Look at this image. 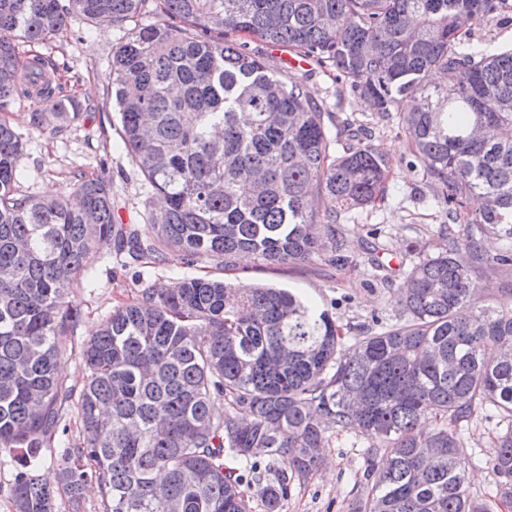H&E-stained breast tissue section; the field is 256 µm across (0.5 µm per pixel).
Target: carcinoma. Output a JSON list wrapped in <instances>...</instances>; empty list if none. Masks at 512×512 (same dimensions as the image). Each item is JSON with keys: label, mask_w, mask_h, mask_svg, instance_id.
<instances>
[{"label": "carcinoma", "mask_w": 512, "mask_h": 512, "mask_svg": "<svg viewBox=\"0 0 512 512\" xmlns=\"http://www.w3.org/2000/svg\"><path fill=\"white\" fill-rule=\"evenodd\" d=\"M147 13L157 20L141 23ZM72 14L134 23L112 47V101L165 207L144 240L115 222L102 180L19 194L24 142L0 118V452L19 460L15 512H53L58 491L77 506L92 482L100 512H250L249 481L279 512L288 475L315 470L329 428L359 429L387 454L356 512H491L466 488L460 438L486 406L507 419L492 467L511 508L512 280L484 297L478 278L512 267V51L462 47L484 21L512 22V0H0V111L39 97L37 130L78 113L41 59L20 64L18 45L62 35ZM246 38L333 67L386 118L409 103L399 123L448 223L406 272L398 322L348 347L329 311L290 288L192 277L144 289L83 345L82 442L42 474L67 398L56 358L95 253L344 263L338 215L384 198L386 156L367 138L336 149L331 113L245 52ZM433 72L446 83L429 84ZM491 235L505 242L495 255ZM258 449L282 465L276 480L224 461Z\"/></svg>", "instance_id": "obj_1"}]
</instances>
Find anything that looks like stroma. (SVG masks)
Instances as JSON below:
<instances>
[{"label": "stroma", "instance_id": "35a3bbf8", "mask_svg": "<svg viewBox=\"0 0 512 512\" xmlns=\"http://www.w3.org/2000/svg\"><path fill=\"white\" fill-rule=\"evenodd\" d=\"M124 34L119 26L94 28L80 16H70L63 36L40 44H24L20 57L43 58L61 88L60 97L78 105L79 115L61 132L32 129L30 113L40 111L37 100L15 101L5 114L21 133L24 150L18 158L21 194L55 196L74 176L101 179L112 187L117 223L152 234V191L140 168L124 148L121 126L112 105L109 60L112 47ZM255 51L278 76L303 78L307 90L334 113L338 126H365L371 141L391 160L383 202L342 213L337 227L346 243L347 263L332 265L316 258L298 266H270L242 258L227 270L217 260L203 257L185 264L178 255L166 262L153 258L127 263L124 255L106 247L93 258L94 276L75 289L78 323L58 358L57 371L74 398L62 404L55 438L42 451L45 470H53L64 446L82 437L79 406L75 400L87 375L83 344L99 329L113 309L136 300L143 289L170 288L188 277L217 278L231 283L270 284L291 288L316 306L329 310L344 336L396 321L397 290L404 272L436 243V231L445 221L446 207L433 196V184L424 165L412 155L397 118L371 112L349 83L338 81L334 70L310 64L290 69L279 48L252 40ZM499 415L480 411L462 431L467 460V490L471 496L494 500L499 478L491 462L492 449L503 427ZM323 465L304 479H292L281 512H353L361 495L366 469L380 464L371 456V441L362 433L328 430Z\"/></svg>", "mask_w": 512, "mask_h": 512}]
</instances>
